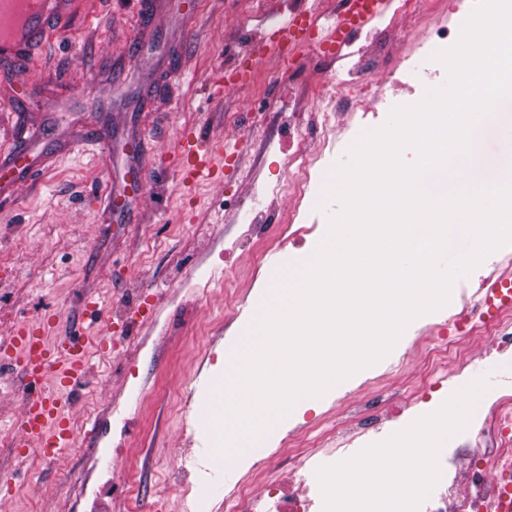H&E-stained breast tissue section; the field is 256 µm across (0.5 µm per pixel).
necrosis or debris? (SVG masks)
Masks as SVG:
<instances>
[{
    "mask_svg": "<svg viewBox=\"0 0 512 512\" xmlns=\"http://www.w3.org/2000/svg\"><path fill=\"white\" fill-rule=\"evenodd\" d=\"M417 0H400L392 15H378L352 29L344 46L355 64L346 71L343 85H368L383 75L382 61L388 54L397 21L413 17ZM444 36L416 40L399 63L400 70L435 86L440 72L429 65L430 56L444 47ZM468 318L475 329L451 336L445 343L452 353L449 375L464 376L476 352H512V319H488L479 303H472ZM440 462L442 476L419 512H497L495 504L505 487H512V388L497 389L489 406L475 410L468 429L445 445ZM311 499L296 472L287 480L268 478L262 492L252 488L251 477L234 485L219 504L221 512H309Z\"/></svg>",
    "mask_w": 512,
    "mask_h": 512,
    "instance_id": "necrosis-or-debris-1",
    "label": "necrosis or debris"
}]
</instances>
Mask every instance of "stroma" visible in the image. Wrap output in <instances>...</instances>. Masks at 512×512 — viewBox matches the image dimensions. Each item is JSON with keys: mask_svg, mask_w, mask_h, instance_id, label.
I'll list each match as a JSON object with an SVG mask.
<instances>
[{"mask_svg": "<svg viewBox=\"0 0 512 512\" xmlns=\"http://www.w3.org/2000/svg\"><path fill=\"white\" fill-rule=\"evenodd\" d=\"M289 15L288 0H77L70 25L23 63L0 64V149L35 137L39 152L57 156L18 194L0 195V336L49 322L59 336L81 328L89 365L73 393L75 444L50 464L12 448L26 390L14 369L0 374V471L14 482L0 489V512H83L88 486L101 492L100 512H184L179 467L196 496L218 501L275 448L312 450L310 477L340 459L321 438L345 425L344 397L375 388L382 406L447 375V363L428 356L448 335L442 309L415 320L381 362L298 403L246 454L215 453V385L282 271L308 262L327 228L325 213L310 209L303 238H261L245 251L240 239L255 216L295 203L289 190L264 186L292 184L289 161L300 150L328 155L313 169L325 185L358 130L381 126L425 90L404 74L403 90L365 94L356 111L325 118L314 96L334 92L337 75L314 47L295 73L269 57L249 83L212 97L217 72ZM188 133L223 141L238 169L186 196L173 155ZM109 190L119 207L106 206ZM495 272H512V246L455 284L453 307ZM89 294L101 307L93 320L83 308ZM143 302L156 305L155 321L130 327L113 348L109 322ZM128 471L127 499L110 480Z\"/></svg>", "mask_w": 512, "mask_h": 512, "instance_id": "1", "label": "stroma"}]
</instances>
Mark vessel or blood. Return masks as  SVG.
Returning a JSON list of instances; mask_svg holds the SVG:
<instances>
[{
  "label": "vessel or blood",
  "mask_w": 512,
  "mask_h": 512,
  "mask_svg": "<svg viewBox=\"0 0 512 512\" xmlns=\"http://www.w3.org/2000/svg\"><path fill=\"white\" fill-rule=\"evenodd\" d=\"M389 4L390 0H349L347 8L324 25L310 13L289 17L250 58L247 67L239 71V83L250 81L266 56L274 55L283 61L292 50H335L337 37L353 22H368L375 14L386 11ZM74 9V0H0V61L16 60L43 43L62 29ZM177 161L181 183L188 191L201 180L223 175L230 166L223 143L192 135L185 137ZM41 163V158L32 157L30 151L4 150L0 152V176L15 186L30 179ZM480 295L489 316L512 311V280L487 283ZM5 348L13 353L14 366L27 390L12 445L37 449L44 458L53 459L74 444L66 412L72 407V391L86 377L87 347L77 334L53 347L45 337L22 328L10 336Z\"/></svg>",
  "instance_id": "obj_1"
}]
</instances>
